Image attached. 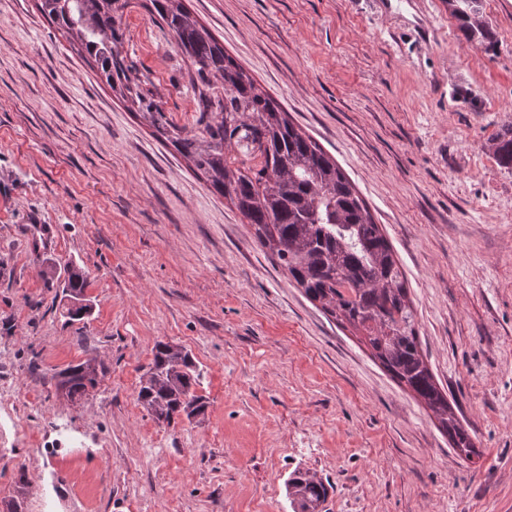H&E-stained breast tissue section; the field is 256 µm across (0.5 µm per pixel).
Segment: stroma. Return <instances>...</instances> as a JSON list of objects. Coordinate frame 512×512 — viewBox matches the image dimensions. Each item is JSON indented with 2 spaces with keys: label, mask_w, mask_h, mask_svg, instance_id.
<instances>
[{
  "label": "stroma",
  "mask_w": 512,
  "mask_h": 512,
  "mask_svg": "<svg viewBox=\"0 0 512 512\" xmlns=\"http://www.w3.org/2000/svg\"><path fill=\"white\" fill-rule=\"evenodd\" d=\"M335 159L404 271L421 348L473 437L466 461L424 402L288 279L246 219L113 92L38 0H0V512H512V0L496 41L451 0H184ZM121 51L175 125L186 64L131 0ZM87 276L62 314L45 264ZM191 352L204 414L137 400L156 341ZM74 400L51 376L87 360ZM456 2H461L462 6L456 4L454 12L469 37L477 40L480 45H485L486 48L492 47L494 44L491 42L488 43L489 45L485 44V41L490 38V29L483 17L482 0H456ZM288 489L293 503L296 502L295 511L297 512H316L328 493L322 481L302 474L289 480Z\"/></svg>",
  "instance_id": "1"
}]
</instances>
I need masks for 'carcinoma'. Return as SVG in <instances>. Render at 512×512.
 <instances>
[{"instance_id": "cac0c4a2", "label": "carcinoma", "mask_w": 512, "mask_h": 512, "mask_svg": "<svg viewBox=\"0 0 512 512\" xmlns=\"http://www.w3.org/2000/svg\"><path fill=\"white\" fill-rule=\"evenodd\" d=\"M42 14L66 33L99 76L123 99L143 110L160 136L224 196L253 227L255 241L269 249L304 295L325 314L364 332L372 356L398 383L407 386L433 412L457 455H477L470 433L434 382L420 349L408 282L392 248L375 224L365 201L334 160L309 135L288 120L280 103L260 90L252 76L224 51L212 33L184 7L182 0H145L143 7L173 33L188 62V83L196 101V127L171 124L148 100L121 57L120 23L131 0H39ZM455 14L470 38H490L482 0H459ZM242 156L243 170L232 149ZM494 151L512 166V126L498 134ZM84 273L71 267L65 295L82 300ZM141 385L138 401L159 422L180 418L197 404L199 372L189 353H170L159 341ZM84 364L53 375L72 398L95 389L98 376ZM296 512H316L325 501L321 481L297 475L288 482Z\"/></svg>"}]
</instances>
